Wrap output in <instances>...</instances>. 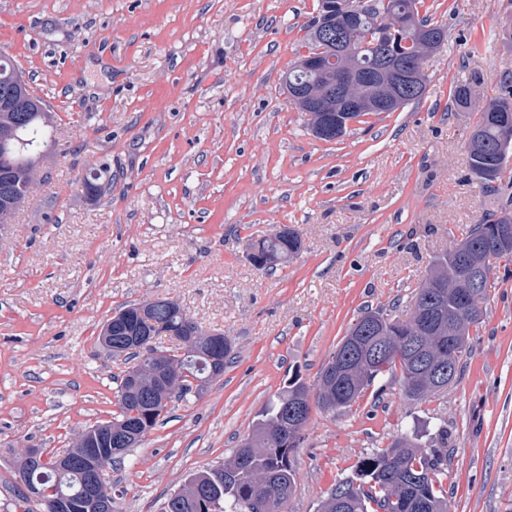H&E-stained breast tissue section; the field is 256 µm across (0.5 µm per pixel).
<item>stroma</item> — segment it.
Here are the masks:
<instances>
[{
    "label": "stroma",
    "mask_w": 512,
    "mask_h": 512,
    "mask_svg": "<svg viewBox=\"0 0 512 512\" xmlns=\"http://www.w3.org/2000/svg\"><path fill=\"white\" fill-rule=\"evenodd\" d=\"M448 45L423 97L312 136L282 86L318 0H0V51L57 125L44 181L0 232V512H16L26 449L61 454L116 413L132 361L97 342L119 308L176 302L231 358L113 463L114 512H162L187 478L229 460L266 402L316 388L365 309L407 319L433 261L512 211V161L493 188L465 148L478 107L512 78V0H426ZM473 83L475 107L453 105ZM103 169L90 195L79 179ZM273 270L250 245L283 228ZM457 379L410 399L400 371L349 407L312 409L287 512H318L366 452L415 433L448 456L453 512H512V260L498 262ZM300 237L292 229H286L273 238L256 242L253 246V265L261 269H273L288 262L299 250Z\"/></svg>",
    "instance_id": "35a3bbf8"
}]
</instances>
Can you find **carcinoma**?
<instances>
[{
  "mask_svg": "<svg viewBox=\"0 0 512 512\" xmlns=\"http://www.w3.org/2000/svg\"><path fill=\"white\" fill-rule=\"evenodd\" d=\"M425 0H388V7L396 14L410 18L421 27H437L426 16H419ZM376 17H362L358 31L344 36L348 53L344 56L347 67L370 66L374 63V51L369 48L376 40ZM333 43L324 40L317 28L310 25L306 35V48L329 52ZM436 49L418 43L401 47L402 62L410 64L419 56ZM10 76L14 94L24 82L23 75L14 59L0 53V91L5 84L4 76ZM301 82L317 92L311 103H294L295 108L309 115L310 129L324 120V115L340 109L336 93V73L319 69H303L294 64L288 69L284 83L290 88ZM509 96L486 104L480 110V118L471 132L472 144L467 146L472 174L481 187H490L484 180L487 174L500 177L504 165L512 157V141L504 139L503 123L512 122V81H506ZM456 106L467 109L472 106L471 85L459 82L452 88ZM28 119L19 124L8 150L0 154V208L5 204V193L14 190L12 170L42 157L43 147L51 140L54 119L46 104L33 91H28L26 101ZM512 226V212H501L492 220H484L471 230L469 236L447 256L437 261L430 277L416 293V300L424 305L435 306L452 320V328L440 332L420 327L408 328L406 320H390L389 352L368 369L358 363L350 364L349 375L332 383L318 384L315 403L323 410H336L349 406L377 379L400 369L405 392L413 400L422 399L441 391L427 380L412 382L409 366L403 351L413 340H421L431 354L438 359L448 358V336L456 333L467 337L457 350L455 363H460L469 351L470 328L482 319L479 304L461 301L454 274L456 261L467 258L473 264L488 265L482 276L479 297H484L494 285L495 264L512 258V239L503 235V228ZM300 237L292 229H286L273 238L256 242L253 246V265L272 269L288 262L299 250ZM154 336L164 332L180 340L185 349L181 354L166 351L154 360L146 355L135 365L137 378L125 374L116 392L118 412L112 415V438H123L129 431L147 435L168 413V405L175 398L191 392H199L210 381L224 373V365L231 357L229 343L222 344L202 335L199 326L176 303L161 300L154 305L150 315L138 313V305L131 304L112 317V339L101 335L99 344H112V355L118 357L134 348L130 337ZM308 395V387L296 379L291 381L260 414L252 434L244 439L233 457L217 467L192 474L183 488L170 494L163 512H250L253 499L275 494L282 505L296 488V472L291 460L294 449L303 442V430L311 410L299 421L289 415L295 396ZM56 456L48 458V464L37 470H27L25 464L18 467L19 481L25 488L33 484L54 485L70 496L71 512H91L88 503L79 492L84 481L80 468L72 467L62 472L54 468ZM447 478V464L440 450L426 451L416 443V438L400 435L391 443L361 458L354 475L338 482L348 490L351 506L349 512H451V502L443 489Z\"/></svg>",
  "mask_w": 512,
  "mask_h": 512,
  "instance_id": "cac0c4a2",
  "label": "carcinoma"
}]
</instances>
